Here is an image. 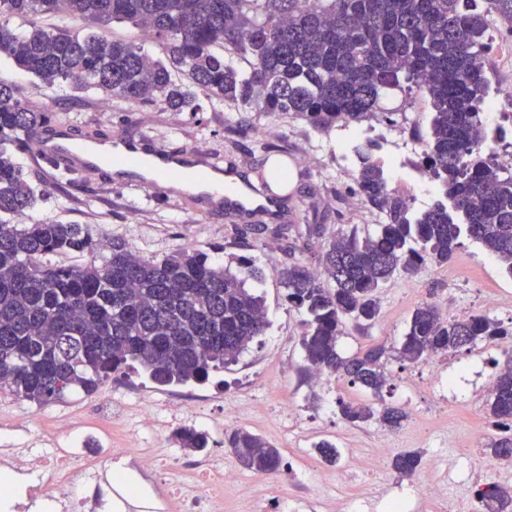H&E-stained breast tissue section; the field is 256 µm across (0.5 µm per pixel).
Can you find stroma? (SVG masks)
<instances>
[{"label": "stroma", "mask_w": 512, "mask_h": 512, "mask_svg": "<svg viewBox=\"0 0 512 512\" xmlns=\"http://www.w3.org/2000/svg\"><path fill=\"white\" fill-rule=\"evenodd\" d=\"M0 75L9 77L34 105L52 113L54 121L72 126L75 137L98 132L101 143L113 134L143 143L146 148L172 151L201 150L205 161L221 153L223 171L250 173L268 167L271 156L262 145L273 142L287 152L290 177L286 188L280 234L266 230L269 218L255 211L234 217L217 209L198 210L186 192L146 189L141 180H115L109 169L65 179L50 176L46 168L28 157L15 153V160L44 199L31 211L26 221L38 224L57 220L65 224H88L96 239L119 237L151 258H163L185 246L208 253L219 261L229 255L245 254L265 272L258 286L264 298L269 327L250 344L237 363L224 372L210 376L204 383L189 382L166 387L156 385L145 373L118 374L108 379L112 390V444L124 447L135 440L137 447L152 449L163 457L176 449L170 434H158L156 421L168 416L169 399L181 393L200 394L198 423L210 428V453L223 456L227 465L237 459L224 445V434L234 428H246L262 435L279 450V472L257 475L241 470L243 484L258 483L268 497L278 496L282 479H289L293 494L303 497L321 495L332 500L337 484L354 491L368 490L367 475L350 469L346 463L327 468V480L317 484L303 479L302 471L316 461L314 442L328 439L341 454L370 448L378 429L371 423L360 427L342 420L339 400L373 402L371 393L333 376L317 379L301 376L299 314L283 300L276 269L283 263L299 260L314 264L321 240L309 237L307 226L315 217H323L325 237L348 230L352 225L372 233L378 218L361 200L352 195L353 170L345 158L357 138L351 128L336 127L324 134L304 121L265 112H234L224 107L206 108L205 112H168L162 105L105 103L103 96L68 92L59 96L30 74L12 63L0 61ZM512 290V278L499 262L476 242L462 240L448 264L416 276L397 277L380 290V315L365 333L352 332L341 338L342 355L352 356L376 344L396 351L404 340L407 322L414 308L429 295H437L444 311L458 316L461 310L488 313L501 322L512 321V303L486 308L488 291ZM502 350L482 342L471 353L448 358V393L458 404L447 413L436 412V392L427 365H405L389 359L387 371L394 387L384 393L383 403L403 407L409 414L403 427L394 433L396 452H422L423 464L440 462L456 478H470L465 462L450 449L434 448L416 433L418 425L428 427L433 436L465 435L471 430L473 412L485 409L486 396L479 375L486 361L498 359ZM147 399L153 404L154 424L148 425L130 413V404ZM293 402L294 418L281 413L283 402ZM95 395L77 394L65 401L35 408L34 414L46 425L56 423L64 413H71L84 425L99 421Z\"/></svg>", "instance_id": "stroma-1"}]
</instances>
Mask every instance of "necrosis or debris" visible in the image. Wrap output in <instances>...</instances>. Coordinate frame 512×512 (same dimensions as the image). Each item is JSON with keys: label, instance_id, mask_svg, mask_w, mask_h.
<instances>
[{"label": "necrosis or debris", "instance_id": "obj_1", "mask_svg": "<svg viewBox=\"0 0 512 512\" xmlns=\"http://www.w3.org/2000/svg\"><path fill=\"white\" fill-rule=\"evenodd\" d=\"M481 119L491 135L493 162L512 169V140L503 134L496 96L483 103ZM33 420L19 402L9 422L0 423V477L11 475L25 485L24 497L13 499L8 512H224V493L239 481L219 456L167 462L144 448L113 447L111 432L102 427L36 437ZM423 496L437 502L438 512H448L453 494L447 470L426 469L390 500L381 492L340 493L331 505L284 493L273 503L254 498L253 512H370L383 502L389 512H405Z\"/></svg>", "mask_w": 512, "mask_h": 512}]
</instances>
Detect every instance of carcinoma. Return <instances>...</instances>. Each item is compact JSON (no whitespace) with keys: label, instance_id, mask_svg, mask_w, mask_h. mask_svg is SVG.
<instances>
[{"label":"carcinoma","instance_id":"cac0c4a2","mask_svg":"<svg viewBox=\"0 0 512 512\" xmlns=\"http://www.w3.org/2000/svg\"><path fill=\"white\" fill-rule=\"evenodd\" d=\"M512 25V0H487ZM64 11L79 30L46 28L45 15ZM0 58L48 87L100 92L128 103H162L197 113L222 105L307 121L320 133L360 124L383 103L419 90L431 120L412 166L437 185L440 199L415 212L391 187L389 171L359 143L353 182L360 200L382 218L375 234L354 226L323 243L319 266L292 261L277 270L284 299L301 316L303 373L338 375L378 396L390 386L386 349L352 357L338 349L347 331H368L380 314L379 290L398 274L414 276L448 263L466 237L481 244L512 276V171L483 150L489 131L478 119L490 82L484 15L462 0H0ZM128 26L141 38H108L102 28ZM50 123L0 76V392L37 406L91 394L118 372L141 368L157 385L204 382L237 362L265 334L263 297L254 285L264 270L244 255L228 263L197 249L161 259L139 255L121 238L97 261L65 266L61 254L92 253L88 224H18L38 195L14 154ZM264 190L288 180V169L256 170ZM483 341L512 343L486 314L450 318L431 301L412 312L399 359L427 363L437 353L471 350ZM487 399L499 435L493 458L512 459V353L493 361ZM354 426L371 421L396 429L397 406L338 402ZM172 439L199 452L208 434L185 427ZM243 467L279 471L280 453L246 428L226 435ZM322 462L339 461L336 444L314 443ZM419 451L397 455L394 468L418 472ZM484 512H512V490L479 491Z\"/></svg>","mask_w":512,"mask_h":512}]
</instances>
